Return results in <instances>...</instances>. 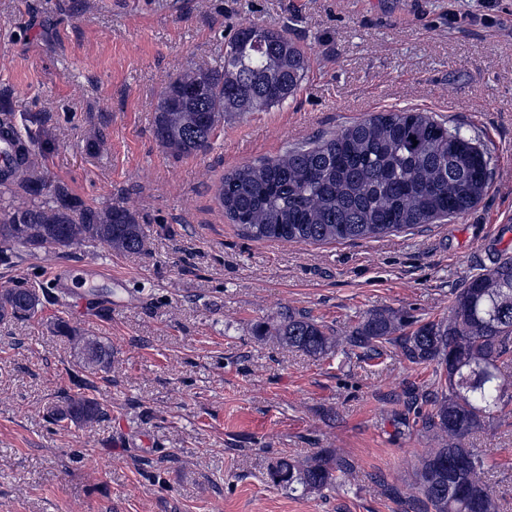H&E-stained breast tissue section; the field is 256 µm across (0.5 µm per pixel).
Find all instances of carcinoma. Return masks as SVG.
I'll return each instance as SVG.
<instances>
[{
    "instance_id": "carcinoma-1",
    "label": "carcinoma",
    "mask_w": 512,
    "mask_h": 512,
    "mask_svg": "<svg viewBox=\"0 0 512 512\" xmlns=\"http://www.w3.org/2000/svg\"><path fill=\"white\" fill-rule=\"evenodd\" d=\"M306 57L284 31L258 24L239 28L226 44L220 69L185 68L161 91L154 135L173 156L204 152L228 112H263L294 95ZM491 156L474 139L422 112L397 110L371 115L315 142L287 146L276 157L242 166L216 188L225 216L261 241L327 243L375 238L424 224L460 218L482 200ZM18 182L28 200L0 221V262L15 250L46 255L60 248L103 245L118 253L142 249L143 230L122 206L93 207L52 183L35 162L18 154L0 171V184ZM47 196L49 200L36 202ZM41 304L35 288L0 292V319L31 316ZM71 338L78 368L104 371L112 349L98 337ZM257 335L310 356L332 355L350 346L377 351L394 344L415 364H433L443 378L432 413L422 428L439 447L415 468L425 512H501L491 491L486 452L469 445L472 433L502 412L501 393L512 386V256L470 276L455 292L448 316L408 330L391 310L369 314L344 337L304 315H290ZM106 415L82 392L49 412L54 423L92 428ZM351 468L339 449L304 460L284 457L270 480L295 492H320Z\"/></svg>"
}]
</instances>
